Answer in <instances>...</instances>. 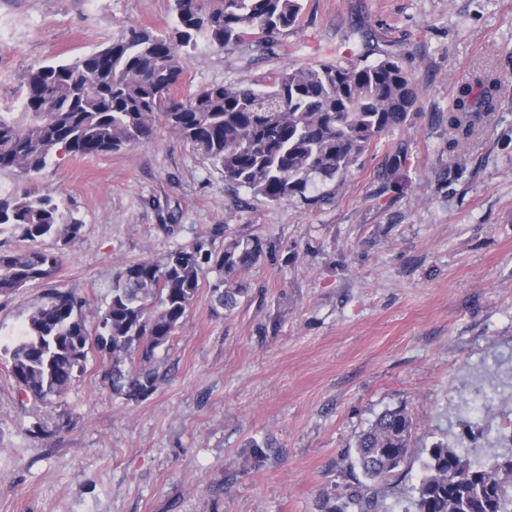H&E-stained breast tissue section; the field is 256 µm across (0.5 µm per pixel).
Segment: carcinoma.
Returning <instances> with one entry per match:
<instances>
[{"mask_svg":"<svg viewBox=\"0 0 512 512\" xmlns=\"http://www.w3.org/2000/svg\"><path fill=\"white\" fill-rule=\"evenodd\" d=\"M304 8L303 0H174L168 29L129 28L120 38L72 60L31 68L20 104L0 111V171L31 180L64 150L86 157L153 139L158 127L179 136L224 182L269 203L328 205L336 182L383 136L410 124L419 91L400 59L286 66L261 86L210 84L176 93L190 52L203 38L220 50L243 46L269 56ZM497 79L460 90L448 113L453 143L472 136L496 111ZM32 243L0 248V296L53 277L62 249L82 235L51 194L0 195V233ZM50 239L48 251L38 244ZM264 252L253 238L213 251L180 247L161 261L125 265L105 309L89 324L72 293L51 290L31 310L21 339L5 349L9 372L39 401L61 396L82 371L89 349L101 357L112 394L148 398L162 380L160 351L196 302L201 279L213 308L228 312L247 295L241 275ZM413 420L403 407L383 411L355 441L357 463L383 482L410 451ZM407 497L414 512H512V457L472 463L438 443Z\"/></svg>","mask_w":512,"mask_h":512,"instance_id":"obj_1","label":"carcinoma"}]
</instances>
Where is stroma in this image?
<instances>
[{
	"label": "stroma",
	"mask_w": 512,
	"mask_h": 512,
	"mask_svg": "<svg viewBox=\"0 0 512 512\" xmlns=\"http://www.w3.org/2000/svg\"><path fill=\"white\" fill-rule=\"evenodd\" d=\"M172 8L0 0V108L30 67L131 26L164 31ZM280 43L252 61L199 42L179 91L388 54L420 90L410 128L379 140L329 205L228 186L162 128L118 151L58 154L31 181L0 172V193L61 197L83 225L50 284L0 296V512H322L364 493L355 439L400 406L410 453L377 485V512H410L405 491L435 443L473 461L512 455V0H304ZM485 74L499 80L498 109L453 141L457 91ZM200 236L267 248L233 311H213L204 274L152 395L113 397L93 352L52 402L19 390L5 350L47 288L94 316L122 267Z\"/></svg>",
	"instance_id": "35a3bbf8"
}]
</instances>
